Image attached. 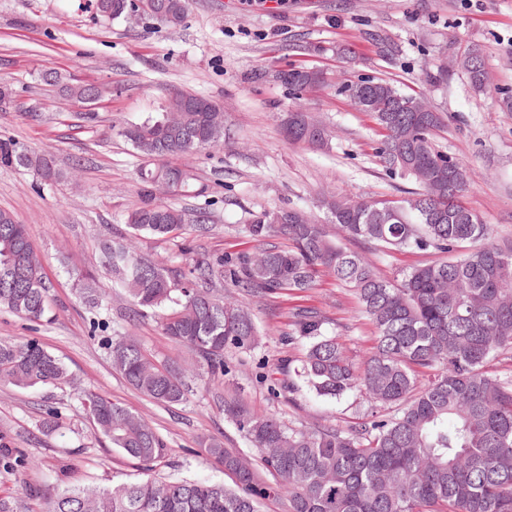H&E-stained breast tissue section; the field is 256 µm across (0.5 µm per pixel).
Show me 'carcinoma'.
Listing matches in <instances>:
<instances>
[{"mask_svg": "<svg viewBox=\"0 0 512 512\" xmlns=\"http://www.w3.org/2000/svg\"><path fill=\"white\" fill-rule=\"evenodd\" d=\"M163 13L148 18L168 27L181 25L188 0H158ZM95 14L112 21L125 17L130 0H92ZM483 55L471 45L459 67L471 85L484 88ZM294 91L288 111V141L321 149L329 135L319 131L301 102L307 89L325 84L320 71L294 68L281 75ZM369 89L388 105L424 100L383 80H361L341 91ZM384 132L379 151L386 169L410 179L417 189L396 200L347 199L330 195L321 206L328 222L349 239L384 249H432L447 258L418 265L391 281L363 254L343 248L326 225L296 208L252 215L241 232L259 244L255 255H201L181 279L161 263L142 256L136 242L163 239L181 227L186 213L154 198L178 194L193 181V169L167 159L193 155L224 142V119L210 112L181 113L190 138L162 137L164 120L147 118L123 131L144 159L140 170L145 199L125 223L129 234L101 243L98 267H68L79 297L100 308L109 290L121 289L133 316L154 315L162 330L191 355L179 368L159 364L135 336L108 344L112 368L133 388L161 405L187 400L188 379L224 375V352L251 350L261 331L251 309L214 294L210 285L251 296L305 293L321 274L333 277L357 297L375 328L372 355L355 365L321 312L297 306L290 312L288 342L309 343L297 366L286 359L283 391L306 383L320 396L364 393L390 409L355 426L339 424L292 428L235 402L224 413L255 448L274 482L260 481L234 448L219 439L205 453L224 465L233 485L191 479L162 480L154 464L168 452L164 437L129 408L81 389L96 430L113 451L138 461L143 477L109 488L65 487L47 501L46 512H260L270 497L288 500V512H512V370L490 374L492 360L512 352V244L492 240L491 228L463 202L467 167L441 153L433 141L443 125L438 112L369 110ZM456 171L453 186L435 172L445 164ZM33 168L50 182L58 177L52 158L35 155L10 138H0V168ZM49 282L26 225L0 210V309L31 323L52 322ZM434 370L420 384L417 373ZM72 383L63 362L32 337L0 339V386L18 389ZM0 464L24 469L20 450L0 451Z\"/></svg>", "mask_w": 512, "mask_h": 512, "instance_id": "carcinoma-1", "label": "carcinoma"}]
</instances>
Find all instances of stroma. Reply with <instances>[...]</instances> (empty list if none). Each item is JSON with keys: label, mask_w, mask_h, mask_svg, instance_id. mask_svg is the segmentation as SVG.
<instances>
[{"label": "stroma", "mask_w": 512, "mask_h": 512, "mask_svg": "<svg viewBox=\"0 0 512 512\" xmlns=\"http://www.w3.org/2000/svg\"><path fill=\"white\" fill-rule=\"evenodd\" d=\"M479 45L488 76L477 92L454 66L468 45ZM293 67L321 70L326 86L308 90L312 117L329 128V148L315 150L284 137L280 120L293 104L280 75ZM57 70L71 84H95L106 92L93 105L46 85L41 74ZM362 78L393 83L424 96L445 115L434 140L439 151L470 170L466 204L489 224L495 238L512 239V113L500 107L512 94V0H190L175 29L145 21L129 25L97 19L85 0H0V80L14 90L0 110V137L29 152L50 155L59 173L45 182L32 169L0 168V210L26 224L50 283L52 322L31 328L0 310V338L37 337L59 356L78 387L120 402L155 428L168 453L155 466L163 476L231 483L222 465L204 452L210 438L239 450L249 465L258 457L225 416L234 399L251 411L293 427L349 426L375 413L358 391L321 397L307 386L275 393L284 359H302L306 342L283 344L293 307L311 306L329 320L355 363L371 354L374 328L354 296L330 276L304 295L245 297L260 324L269 328L254 350L227 351L230 371L209 384H194L188 398L160 405L128 385L112 368L103 338L91 336L92 310L76 295L63 265H96L102 240L126 233L125 217L140 206L138 172L143 163L121 136L123 127L166 112L179 93L199 94L224 108L222 145L184 157L197 180L187 193L160 194L161 202L186 213L168 239H142L144 256L186 272L193 253L242 254L256 244L241 232L250 214L299 207L324 220L323 196L397 199L410 180L382 166L381 131L341 92ZM95 122H84V112ZM207 212L213 226L204 236L193 224ZM364 255L388 278L436 260L433 252L405 249ZM129 301L112 294L101 314L111 337L136 336L159 362L179 363L187 353L166 336L157 317L129 321ZM106 335V336H107ZM58 407L62 426L43 433L47 407ZM0 445L32 460L21 471L0 467V490L17 494L22 512H44L46 500L66 483L102 488L140 477L141 465L107 448L87 409L70 389L0 387ZM41 487L28 498L25 489Z\"/></svg>", "instance_id": "35a3bbf8"}]
</instances>
